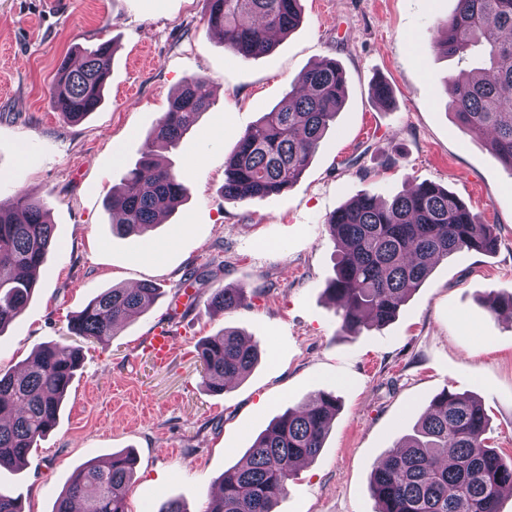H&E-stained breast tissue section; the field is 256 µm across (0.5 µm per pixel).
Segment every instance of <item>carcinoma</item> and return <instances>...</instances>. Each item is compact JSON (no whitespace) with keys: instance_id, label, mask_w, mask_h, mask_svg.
I'll return each mask as SVG.
<instances>
[{"instance_id":"carcinoma-1","label":"carcinoma","mask_w":512,"mask_h":512,"mask_svg":"<svg viewBox=\"0 0 512 512\" xmlns=\"http://www.w3.org/2000/svg\"><path fill=\"white\" fill-rule=\"evenodd\" d=\"M302 0H208L209 28L233 54L252 58L271 52L273 32L287 34L301 20ZM512 0H456L439 26L436 51L460 61L479 51V75L446 82L459 124L484 135L512 176ZM112 72V46L89 49L80 66L62 64L51 107L79 121L104 100ZM346 77L327 61L304 71L300 87L240 137L224 162V199L268 198L288 190L308 167L344 103ZM212 104L204 77L184 82L168 111L147 136L139 164L112 197V223L124 233H145L163 209L174 210L188 188L155 152L174 148ZM342 248L336 274L324 288L339 313L341 329L356 335L380 329L399 314L409 292L433 265L460 251L490 252L497 225L482 224L453 193L436 184L386 201L361 196L326 221ZM58 247L44 206L27 195L0 201V334L25 309L49 251ZM160 288H108L73 316L68 333L105 343L129 319L147 312ZM243 289L217 288L208 305L235 309ZM260 357L259 345L225 328L198 348L202 382L213 394L243 380ZM82 358L81 350L55 342L42 346L19 368L0 371V467L20 466L38 441L57 425ZM339 411L336 396L319 391L297 409H287L258 435L243 459L224 470L220 493L207 512H275L287 494L298 462L320 453ZM488 418L479 399L442 390L412 434L374 466L369 491L377 512H499L501 491L512 488V461L486 445ZM136 458L115 452L76 468L53 512H128L126 492Z\"/></svg>"}]
</instances>
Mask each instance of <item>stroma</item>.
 Here are the masks:
<instances>
[{
	"mask_svg": "<svg viewBox=\"0 0 512 512\" xmlns=\"http://www.w3.org/2000/svg\"><path fill=\"white\" fill-rule=\"evenodd\" d=\"M454 7L302 0L299 26L245 59L209 33L207 0H0V199L21 192L44 203L59 242L0 336V369L52 342L83 350L55 429L20 468L0 469V491L21 496L25 512H53L77 465L131 448L128 512H157L169 499L206 512L224 470L317 391L334 393L340 409L277 512H376L372 468L445 389L481 400L488 446L512 457V318L484 303L512 295V175L448 107L444 80L462 66L433 44ZM102 42L114 48L105 101L67 122L48 105L56 72ZM324 59L344 71L346 101L309 167L281 195L226 201V157ZM193 76L210 81L214 104L162 153L189 196L145 234H114L112 194ZM379 82L390 105L372 97ZM421 183L497 225V247L438 262L393 322L346 335L324 292L341 256L325 221L352 198L388 200ZM144 281L161 296L109 344L68 336L69 317L103 289ZM220 286L245 289L243 304L213 312L207 299ZM163 319L174 324V351L157 365L141 345ZM227 327L261 357L214 395L195 351Z\"/></svg>",
	"mask_w": 512,
	"mask_h": 512,
	"instance_id": "1",
	"label": "stroma"
}]
</instances>
